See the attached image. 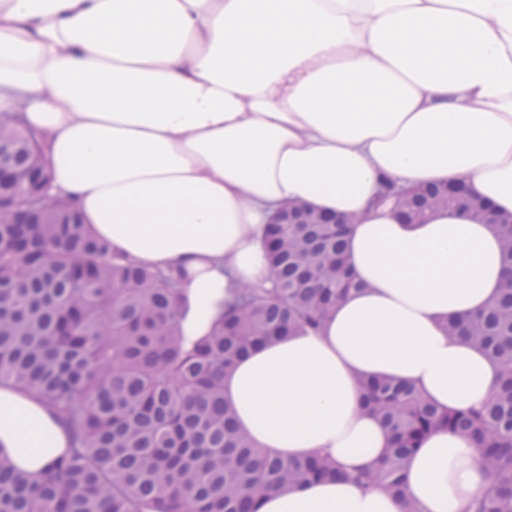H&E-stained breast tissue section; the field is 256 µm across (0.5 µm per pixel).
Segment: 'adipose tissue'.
Instances as JSON below:
<instances>
[{
	"instance_id": "ef3b65f1",
	"label": "adipose tissue",
	"mask_w": 512,
	"mask_h": 512,
	"mask_svg": "<svg viewBox=\"0 0 512 512\" xmlns=\"http://www.w3.org/2000/svg\"><path fill=\"white\" fill-rule=\"evenodd\" d=\"M42 138L53 193L115 256L181 272L185 345L245 285L271 280L267 224L301 203L347 219L364 291L317 332L261 345L224 402L283 458L377 464L391 436L359 378L476 407L500 369L446 335L503 279L494 225L440 210L409 223L390 187L464 182L512 214V0H0V113ZM69 445L39 398L0 384V455L30 476ZM420 512H471L489 477L438 430L411 456ZM259 512H401L378 489L310 481Z\"/></svg>"
}]
</instances>
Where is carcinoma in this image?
<instances>
[{
	"instance_id": "carcinoma-1",
	"label": "carcinoma",
	"mask_w": 512,
	"mask_h": 512,
	"mask_svg": "<svg viewBox=\"0 0 512 512\" xmlns=\"http://www.w3.org/2000/svg\"><path fill=\"white\" fill-rule=\"evenodd\" d=\"M40 137L0 114V384L44 402L70 446L38 482L0 457V512H259L271 491L323 479L407 498L409 457L435 430L475 441L491 484L474 512H512V219L497 224L506 275L499 295L446 332L484 351L501 382L481 407L440 409L411 385L361 381L365 407L393 446L376 471L348 473L318 455L264 453L224 406V369L250 349L319 329L325 313L365 288L350 272L332 224H269V288L246 286L215 331L192 348L177 330L179 274L112 257L78 213L52 193L31 192ZM406 219L460 210L476 219L488 204L429 186L407 202Z\"/></svg>"
}]
</instances>
